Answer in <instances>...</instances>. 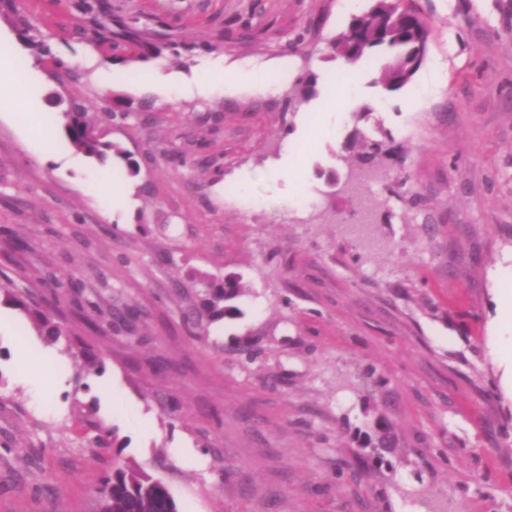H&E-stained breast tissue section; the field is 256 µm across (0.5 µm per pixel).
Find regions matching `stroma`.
I'll return each instance as SVG.
<instances>
[{
  "label": "stroma",
  "mask_w": 512,
  "mask_h": 512,
  "mask_svg": "<svg viewBox=\"0 0 512 512\" xmlns=\"http://www.w3.org/2000/svg\"><path fill=\"white\" fill-rule=\"evenodd\" d=\"M94 2L0 0V57L54 141L34 153L0 101V512H96L116 465L163 482L182 512H512V383L495 345L512 334V0H399L429 31L421 68L389 92L384 54L352 64L345 104L328 41L371 0H107L113 24L157 48L145 59L86 34ZM28 21L51 57L22 39ZM254 66L276 90L166 98ZM152 69L162 82L143 84ZM307 71L314 96L289 101ZM75 102L104 161L66 136ZM379 129L397 158L359 163ZM120 150L139 170L110 208ZM290 154L296 190L279 173ZM358 164L377 177L328 183ZM191 270L241 275V317L198 316ZM70 281L95 313L61 298ZM20 289L70 339L47 342L8 304ZM118 307L138 312L132 329L110 326ZM381 423L393 445L368 455Z\"/></svg>",
  "instance_id": "obj_1"
}]
</instances>
